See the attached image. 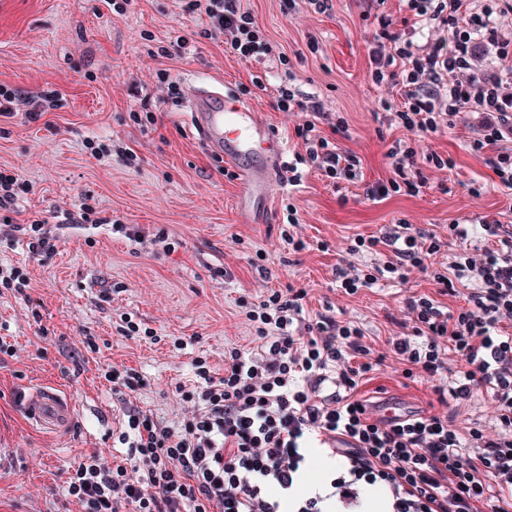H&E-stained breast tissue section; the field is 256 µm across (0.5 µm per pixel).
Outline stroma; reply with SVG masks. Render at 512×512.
Returning a JSON list of instances; mask_svg holds the SVG:
<instances>
[{"label": "stroma", "mask_w": 512, "mask_h": 512, "mask_svg": "<svg viewBox=\"0 0 512 512\" xmlns=\"http://www.w3.org/2000/svg\"><path fill=\"white\" fill-rule=\"evenodd\" d=\"M367 2L333 0L323 14L288 13L284 0L248 5L263 33L288 58L284 65L275 57L263 63L271 88L292 69L303 94L320 97L327 111L343 113L349 135L339 144L360 156L366 181L375 182L391 177L386 153L400 132L374 119L381 93L367 79L368 44L376 31L375 22L363 17ZM206 23L205 15L188 11L187 0H128L120 14L106 0H0V83L32 95L51 89L63 94L45 122L30 124L19 115L0 137V168L18 172L32 185L23 217L73 211L90 196L147 237L139 244L113 238L106 225H67L58 232L55 255L42 261L32 258L24 243L0 244V265L25 266L31 278L25 294L0 295V339L14 349L10 356L0 353V438L15 450L12 460L0 464V512H75L65 495L67 471L90 452L112 456V431L122 417V404L102 370L114 364L138 370L146 385L134 404L173 421V391L190 380L192 359L206 355L222 369L225 342L247 336L236 315L239 297L304 286L309 312L334 299L347 318L363 323L380 342L405 295L431 290L414 274L404 285L333 297L335 252L294 255L277 247L284 188H275L268 204L255 205V223L238 222L237 182L218 174L207 148L186 135L183 105L168 100L157 69L168 70L181 86L191 78L223 82L275 130L287 136L291 129L287 117L271 108V88L251 92L253 64L238 60L223 42L199 37ZM180 35L190 39L182 55H147L149 42ZM312 37L319 42L314 54L307 47ZM143 109L154 114L153 124L144 128L128 119L129 112ZM467 136L460 126L428 138V146L450 154L455 165L434 174L415 197L395 194L373 202L362 187L335 188L309 174L292 194L304 236L339 244L400 219L440 233L456 219L512 221V196L498 187L484 159L467 151ZM90 138L132 149L138 167L92 156L84 147ZM159 227L168 230L175 251L150 244ZM259 249L269 254L264 276L248 262ZM219 266L231 270L232 281L213 279ZM118 281L126 291L113 294L111 302H97L100 287ZM124 313L153 328L156 340L120 336L115 326ZM89 336L96 350L87 347ZM31 387L72 404L70 420L31 423L16 399ZM361 394L415 407L431 398L427 385L389 369L375 374Z\"/></svg>", "instance_id": "1"}]
</instances>
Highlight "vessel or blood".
<instances>
[{"label": "vessel or blood", "instance_id": "1", "mask_svg": "<svg viewBox=\"0 0 512 512\" xmlns=\"http://www.w3.org/2000/svg\"><path fill=\"white\" fill-rule=\"evenodd\" d=\"M185 105L188 124L206 148L238 166L237 219L243 224L250 223L254 204L267 200L270 195L269 165L282 156L283 138L252 105L223 87L188 84ZM20 400L25 413L35 423L59 420L72 411L70 405L46 389H29L21 393Z\"/></svg>", "mask_w": 512, "mask_h": 512}]
</instances>
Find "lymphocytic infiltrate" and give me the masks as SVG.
<instances>
[{"mask_svg":"<svg viewBox=\"0 0 512 512\" xmlns=\"http://www.w3.org/2000/svg\"><path fill=\"white\" fill-rule=\"evenodd\" d=\"M193 2L208 19L202 38L224 41L244 62H286L245 0ZM402 2L398 23L385 12L386 0H369L378 33L367 78L382 93L376 119L404 136L387 153L392 177L367 185L366 197L416 196L429 173L452 169V157L424 142L461 122L471 130L469 152L512 192V36L502 32L512 0ZM490 53L500 67H484ZM296 80L286 71L272 103L293 117L297 141L282 183L300 186L311 172L335 185L362 181L360 157L336 141L348 131L346 118L302 94ZM59 98L55 89L25 97L0 84V119L21 114L39 122ZM31 189L18 173L0 170V242L22 239L32 255L48 257L56 250L54 225L13 219ZM280 246L293 254L335 251L342 296L404 284L414 273L434 290L404 298L380 346L360 323L339 318L333 304L307 317L304 288L238 299L250 346L225 342L220 373L208 357H195L191 383L175 388L180 412L170 424L131 404L144 386L139 372L112 367L104 378L128 399L112 443L126 455L110 460L94 452L73 468L66 492L77 512H367L372 487L384 492L383 512H512V224L455 220L441 237L400 219L334 249L311 244L287 202ZM457 295L463 305L448 307L445 297ZM389 363L430 386L427 409L372 416L359 387ZM478 395L488 403L485 419L459 429L457 418ZM313 448L339 467L305 491Z\"/></svg>","mask_w":512,"mask_h":512,"instance_id":"f902f5d3","label":"lymphocytic infiltrate"}]
</instances>
